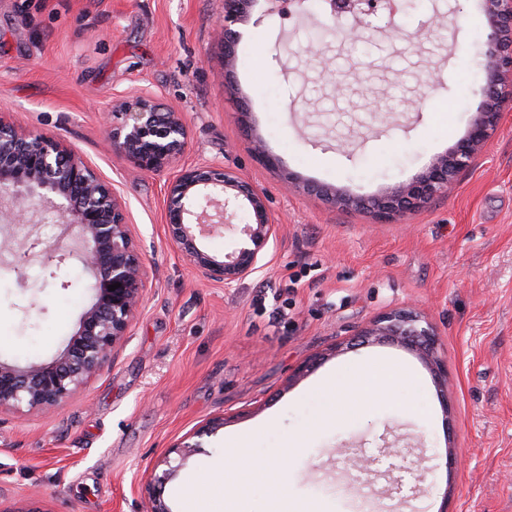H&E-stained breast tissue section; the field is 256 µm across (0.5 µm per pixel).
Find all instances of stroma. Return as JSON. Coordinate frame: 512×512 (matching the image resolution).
<instances>
[{"instance_id":"1","label":"stroma","mask_w":512,"mask_h":512,"mask_svg":"<svg viewBox=\"0 0 512 512\" xmlns=\"http://www.w3.org/2000/svg\"><path fill=\"white\" fill-rule=\"evenodd\" d=\"M325 14L324 0L302 16L253 0L228 71L224 0H0V116L112 184L145 269L142 306L98 375L55 410L0 411V512H148L146 485L168 466L170 512H279L259 483L185 493L187 476L218 478L226 439L246 432L259 460L306 434L287 501L312 512H512V111L454 191L398 223L308 190L381 195L466 135L484 83L478 0H406L363 42L323 29L316 56L306 46ZM144 91L184 116L182 165H219L263 193L277 237L244 279L213 281L177 250L172 171L106 146L102 113ZM256 138L278 168L252 153ZM89 285L74 258L53 275L0 261V359L57 357ZM395 309L433 325L445 389L415 352L356 341ZM369 362L414 381L393 404L313 427L319 382ZM215 417L202 448L172 454Z\"/></svg>"}]
</instances>
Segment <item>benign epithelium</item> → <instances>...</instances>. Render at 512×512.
Returning <instances> with one entry per match:
<instances>
[{
	"label": "benign epithelium",
	"mask_w": 512,
	"mask_h": 512,
	"mask_svg": "<svg viewBox=\"0 0 512 512\" xmlns=\"http://www.w3.org/2000/svg\"><path fill=\"white\" fill-rule=\"evenodd\" d=\"M250 0H224V62H235L237 38L232 26L242 20ZM393 0H331L330 17L348 16V35L364 39L373 21L386 14L394 23ZM486 19L482 100L467 135L444 155L432 157L421 172L377 197L344 194L323 186L311 191L346 208L366 210L381 223L424 206L455 186L460 171L480 152L497 130L506 106L512 104V0H482ZM106 141L140 170L162 172L177 166L187 148L182 114L162 112L155 98L141 94L105 116ZM167 226L180 251L213 280L235 282L257 269L259 260L276 239L264 196L240 177L213 166L183 167L165 190ZM246 208L254 222L235 226L236 247L223 255L210 252L203 241L232 224L237 210ZM52 213L64 231L73 233L76 247L64 251L57 244L39 251L46 267L74 254L90 280L91 304L81 313L76 331L56 359L21 366L0 361V411L25 406L50 411L64 403L100 371L116 346L127 336L143 300V262L126 220L125 205L112 184L87 165L72 149L51 135L20 132L0 115V233L4 247L12 227L26 218ZM118 283L111 291L108 286ZM364 337L399 344L416 352L439 381L448 367L438 355L436 333L411 310H394L361 331ZM224 420H212L195 430L169 453L186 455L201 447L200 438L213 434ZM172 476L165 470L148 485L150 512H169L162 501L163 485Z\"/></svg>",
	"instance_id": "7a95c632"
}]
</instances>
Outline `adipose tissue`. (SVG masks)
I'll use <instances>...</instances> for the list:
<instances>
[{
  "label": "adipose tissue",
  "mask_w": 512,
  "mask_h": 512,
  "mask_svg": "<svg viewBox=\"0 0 512 512\" xmlns=\"http://www.w3.org/2000/svg\"><path fill=\"white\" fill-rule=\"evenodd\" d=\"M412 376L404 369L392 364H370L347 373L329 377L319 387L328 410L316 419V426L338 425L355 413H363L389 402L388 390L401 382L411 381ZM304 436H296L286 446L278 449L276 461H255L247 439L230 441L225 450V484L242 488L253 481L268 485L274 497L288 496L286 462L300 453Z\"/></svg>",
  "instance_id": "adipose-tissue-1"
}]
</instances>
